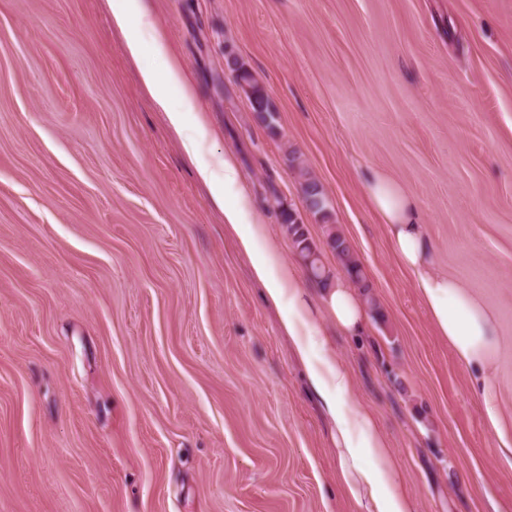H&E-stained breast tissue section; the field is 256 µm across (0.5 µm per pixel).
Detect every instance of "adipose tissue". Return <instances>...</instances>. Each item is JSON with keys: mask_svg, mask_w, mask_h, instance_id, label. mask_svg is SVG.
I'll return each mask as SVG.
<instances>
[{"mask_svg": "<svg viewBox=\"0 0 512 512\" xmlns=\"http://www.w3.org/2000/svg\"><path fill=\"white\" fill-rule=\"evenodd\" d=\"M107 6L112 25L122 33L132 58H139L148 48L156 55H166L165 39L149 18L143 0H107ZM141 81L163 108L168 124L182 130L186 112L193 109V97L178 68L169 67L163 82L154 71L142 70ZM172 89L180 93V108L168 106L167 95ZM206 138V129L198 128L194 136L183 139L184 151L196 162L198 176L214 199L222 202L224 223L237 234L239 246L250 257L253 273L264 284L270 301L287 305L283 326L295 347L302 351L318 346L323 350L318 361L309 364L308 375L335 425L338 484L360 512H414L411 501L398 490V473L386 438L368 411L350 405V371L337 355L326 350L317 324L319 314L324 313L337 327L352 334L361 332V297L338 278L326 288L320 302H313L299 287L294 273L276 266L272 251L258 250V242L268 235L267 226L252 217L250 201L238 189L241 176L232 157L205 158ZM365 187L374 213L388 228L398 260L414 277L438 334L448 340L461 363L479 369L483 388H490L488 356L497 334L492 317L459 280L435 268L416 202L397 183L375 172L367 175ZM231 189L236 198L228 203L224 196Z\"/></svg>", "mask_w": 512, "mask_h": 512, "instance_id": "1", "label": "adipose tissue"}]
</instances>
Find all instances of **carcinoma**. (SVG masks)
I'll return each mask as SVG.
<instances>
[{
	"instance_id": "obj_1",
	"label": "carcinoma",
	"mask_w": 512,
	"mask_h": 512,
	"mask_svg": "<svg viewBox=\"0 0 512 512\" xmlns=\"http://www.w3.org/2000/svg\"><path fill=\"white\" fill-rule=\"evenodd\" d=\"M227 63L231 66L232 72L235 73L236 84L247 98L251 112L255 113L259 120L265 117L268 118V121L265 122V127L271 132L275 131L277 129L278 112L263 84L256 78L245 62L236 55H228ZM288 160L296 174L307 208L316 217V221L325 228L327 247L352 281L361 288L367 287L361 264L354 253L350 241L344 236L337 225L331 221V213L327 207L323 186L296 153H290ZM281 216L282 223L285 224L293 245L304 263L310 268L319 284L327 285L328 275H326V270L321 260V251L317 244L310 239L305 225L298 223L294 213L289 210L282 211Z\"/></svg>"
}]
</instances>
